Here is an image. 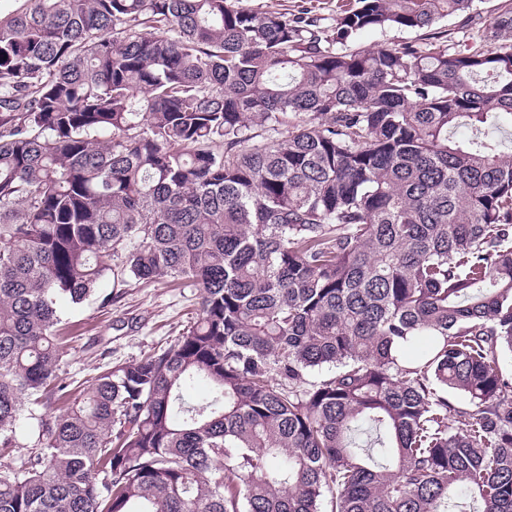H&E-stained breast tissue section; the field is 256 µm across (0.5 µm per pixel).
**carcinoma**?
Masks as SVG:
<instances>
[{
  "label": "carcinoma",
  "instance_id": "cac0c4a2",
  "mask_svg": "<svg viewBox=\"0 0 512 512\" xmlns=\"http://www.w3.org/2000/svg\"><path fill=\"white\" fill-rule=\"evenodd\" d=\"M22 2L0 17V457L24 399L46 412L0 512H512V157L489 137L512 0L486 22L356 0L332 26ZM448 16L475 41L358 44ZM109 273L185 280L200 313L72 388L56 304Z\"/></svg>",
  "mask_w": 512,
  "mask_h": 512
}]
</instances>
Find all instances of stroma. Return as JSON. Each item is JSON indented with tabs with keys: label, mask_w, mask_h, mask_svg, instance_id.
<instances>
[{
	"label": "stroma",
	"mask_w": 512,
	"mask_h": 512,
	"mask_svg": "<svg viewBox=\"0 0 512 512\" xmlns=\"http://www.w3.org/2000/svg\"><path fill=\"white\" fill-rule=\"evenodd\" d=\"M112 294L110 306L99 298ZM200 299L184 283L114 286L104 280L98 296L81 305L61 304V337L67 352L61 361L64 382L79 385L108 363L136 358L169 347L196 319Z\"/></svg>",
	"instance_id": "35a3bbf8"
}]
</instances>
